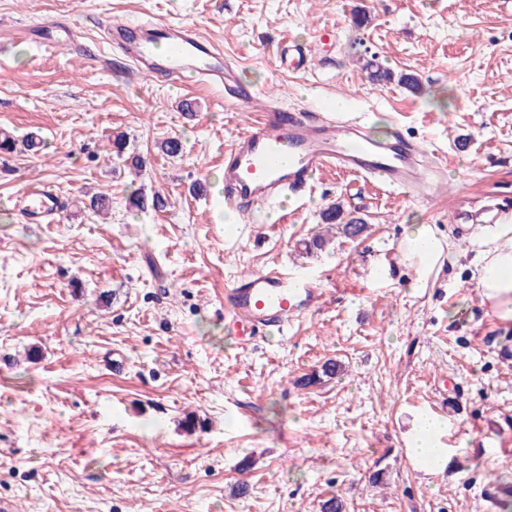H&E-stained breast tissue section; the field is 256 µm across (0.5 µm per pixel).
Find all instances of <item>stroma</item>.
<instances>
[{
    "label": "stroma",
    "mask_w": 512,
    "mask_h": 512,
    "mask_svg": "<svg viewBox=\"0 0 512 512\" xmlns=\"http://www.w3.org/2000/svg\"><path fill=\"white\" fill-rule=\"evenodd\" d=\"M150 20L196 28L260 96L241 107L215 85L143 76L104 28ZM287 40L311 47V69L280 67ZM371 58L419 90L369 82ZM326 99L438 155L433 201L327 170L279 222L226 224L225 149L265 109ZM1 127L43 148L0 156V505L321 512L337 496L346 512H497L489 481L512 476V321L483 300L455 211L463 196L512 212V0H0ZM120 133L141 174L114 155ZM170 137L178 155L160 148ZM40 183L64 204L58 223L12 209ZM137 188L166 207L130 208ZM97 193L112 200L100 214ZM334 205L364 220L362 236L326 231ZM417 224L453 245L423 288L401 248ZM296 264L329 271L324 307L245 347L226 336L225 287ZM327 362L340 372L305 385ZM422 412L450 423L439 471L409 455Z\"/></svg>",
    "instance_id": "obj_1"
}]
</instances>
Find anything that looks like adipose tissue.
Masks as SVG:
<instances>
[{"label": "adipose tissue", "instance_id": "adipose-tissue-1", "mask_svg": "<svg viewBox=\"0 0 512 512\" xmlns=\"http://www.w3.org/2000/svg\"><path fill=\"white\" fill-rule=\"evenodd\" d=\"M469 242L475 247L472 261L477 288L500 319L512 321V226L471 225ZM447 430V420L439 416L422 413L415 417L408 446L419 466L436 470L447 465L448 451L439 443Z\"/></svg>", "mask_w": 512, "mask_h": 512}]
</instances>
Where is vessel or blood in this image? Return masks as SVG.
I'll list each match as a JSON object with an SVG mask.
<instances>
[{"mask_svg":"<svg viewBox=\"0 0 512 512\" xmlns=\"http://www.w3.org/2000/svg\"><path fill=\"white\" fill-rule=\"evenodd\" d=\"M107 33L122 42L126 56L146 75L209 81L223 87L225 98L242 106L258 95L239 83L223 52L200 40L190 26L122 25L108 27ZM364 122V117L341 112L324 118L266 110L224 153L220 203L241 214L264 211L283 193L301 197L329 166L377 178L410 198H431L430 174L421 161L423 147L398 128L386 139L371 138ZM15 206L36 224L57 222L61 212L57 195L46 186L27 191ZM326 301L319 279L300 269L271 268L225 287L224 321L239 343L246 345L260 330L288 328Z\"/></svg>","mask_w":512,"mask_h":512,"instance_id":"b4317fda","label":"vessel or blood"}]
</instances>
